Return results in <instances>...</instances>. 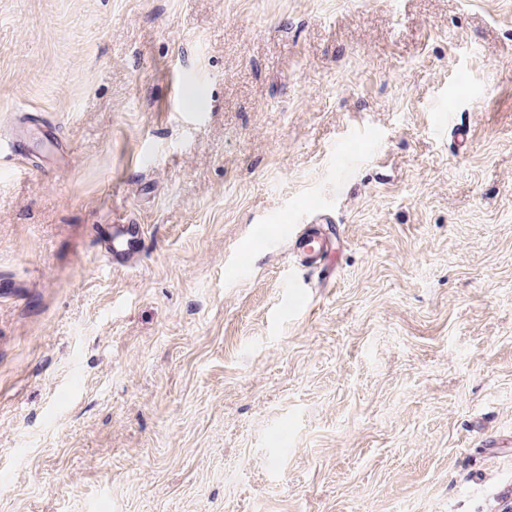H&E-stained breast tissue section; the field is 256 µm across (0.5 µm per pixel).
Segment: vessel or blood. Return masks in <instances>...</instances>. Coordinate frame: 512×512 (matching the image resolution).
<instances>
[{
  "mask_svg": "<svg viewBox=\"0 0 512 512\" xmlns=\"http://www.w3.org/2000/svg\"><path fill=\"white\" fill-rule=\"evenodd\" d=\"M46 145L49 155L57 164L68 161V153L55 132L30 121L17 129L0 155L21 164L33 160L39 145ZM331 218L323 214L310 220L295 234L292 249L300 265L311 273H321L329 269L339 248L338 240L330 229ZM95 242L107 266L125 267L151 252L154 242L151 236L138 224H115L106 222L96 225Z\"/></svg>",
  "mask_w": 512,
  "mask_h": 512,
  "instance_id": "b4317fda",
  "label": "vessel or blood"
}]
</instances>
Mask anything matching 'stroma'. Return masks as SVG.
Returning a JSON list of instances; mask_svg holds the SVG:
<instances>
[{
	"mask_svg": "<svg viewBox=\"0 0 512 512\" xmlns=\"http://www.w3.org/2000/svg\"><path fill=\"white\" fill-rule=\"evenodd\" d=\"M31 107L70 162L0 161V512H498L512 0H0V137ZM328 224H333L331 217L321 214L304 224L292 238V250L300 266L312 274L329 269L339 249L336 235ZM94 237L105 264L114 269L132 264L154 248V241L140 224H96Z\"/></svg>",
	"mask_w": 512,
	"mask_h": 512,
	"instance_id": "35a3bbf8",
	"label": "stroma"
}]
</instances>
